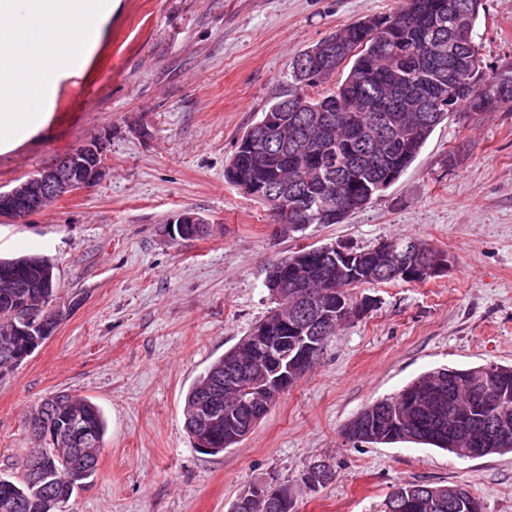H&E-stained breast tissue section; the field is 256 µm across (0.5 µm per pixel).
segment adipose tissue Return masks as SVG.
<instances>
[{"instance_id": "1", "label": "adipose tissue", "mask_w": 512, "mask_h": 512, "mask_svg": "<svg viewBox=\"0 0 512 512\" xmlns=\"http://www.w3.org/2000/svg\"><path fill=\"white\" fill-rule=\"evenodd\" d=\"M112 0H0L10 20L0 43V136L33 124L54 93L62 54L84 43Z\"/></svg>"}]
</instances>
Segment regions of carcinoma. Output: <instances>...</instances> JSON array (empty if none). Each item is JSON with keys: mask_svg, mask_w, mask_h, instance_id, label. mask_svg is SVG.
I'll list each match as a JSON object with an SVG mask.
<instances>
[{"mask_svg": "<svg viewBox=\"0 0 512 512\" xmlns=\"http://www.w3.org/2000/svg\"><path fill=\"white\" fill-rule=\"evenodd\" d=\"M442 0H405L397 11L366 17L334 32L302 54L293 58L291 69L294 83L288 93L275 100L274 109L286 100H294L303 107L327 106L330 122L322 127L309 126L307 113L285 112L284 128L273 134L275 146L283 161L295 167L288 194L294 197L311 196L334 206L349 195L365 194L371 186L376 169L394 167L404 172L427 143L435 128L448 119V112H426L423 120L410 126L392 129L389 139L377 146L365 143L353 146V157L338 169L311 160L309 156L293 157L291 147L296 139L317 140L324 152L342 158L354 129L370 122L375 114L374 97L379 106L394 105L396 115H409L420 100L434 101L450 96L448 107L454 113L495 112L502 108L499 96L504 86L512 88V70L491 75L480 73L482 62L475 43V24L483 8V0H454L461 10L453 13L440 11ZM342 46L337 63L348 67L344 78L336 82L335 90L320 98H313L308 90L332 77L304 78L298 65L311 58L316 48L331 41ZM281 161V162H283ZM281 162L263 160L243 171L245 180L261 187L278 188ZM255 200L270 211L277 223L286 221L316 224L318 220L304 213H285L281 205L264 196ZM288 258L271 264L267 270L265 288L277 303L266 318L255 326H269L268 335L280 337L284 329L275 322L281 297L271 288L273 271L284 266ZM309 282L321 295L336 281H327L320 271L309 267ZM60 300V288L54 264L45 255L29 254L11 260L0 259V368L15 364L13 358L24 351L29 340L19 335V328L34 320L48 317L50 309ZM263 361L265 356L243 339L224 355L212 362L192 384L185 398V428L191 438L197 437L195 417L203 410L206 391L224 383V364L228 360ZM465 377L482 388L490 399L501 392L509 394L506 404L512 406V366L490 364L470 368L441 367L422 373L407 388H439L448 375ZM397 393L391 398L374 402L379 409L397 417L403 432H391L383 426L363 439L365 443L392 444L408 440L415 444L448 449V424L459 426L480 421L474 404L461 401H443L437 410L413 409L404 405ZM32 433L45 439L41 455L48 479L37 482L25 469L14 479L0 478V512H67V504L83 481L94 475L96 467L85 469L72 466L74 449L96 461L106 432L99 408L85 398L59 393L47 398L33 418ZM245 439L238 429L221 420L211 425L209 446L219 453ZM405 487L419 493L431 488L441 494V500L431 509L411 507L406 512H482L480 501L466 493V498L454 501L448 507V497L456 496L457 485L430 486L407 482Z\"/></svg>", "mask_w": 512, "mask_h": 512, "instance_id": "carcinoma-1", "label": "carcinoma"}]
</instances>
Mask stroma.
Returning <instances> with one entry per match:
<instances>
[{
	"label": "stroma",
	"instance_id": "stroma-1",
	"mask_svg": "<svg viewBox=\"0 0 512 512\" xmlns=\"http://www.w3.org/2000/svg\"><path fill=\"white\" fill-rule=\"evenodd\" d=\"M400 0H115L63 72L38 122L0 144V186L76 147L107 145L101 179L23 223L0 221V258L43 254L73 307L0 372V475L40 440L28 421L66 392L106 419L96 474L69 512H229L249 486L287 485L293 512H382L397 485L462 484L483 512H512V452L462 458L426 445L355 444L365 406L439 368L512 365V108L438 125L394 184L339 224L288 231L229 182L244 132L293 83L290 62ZM487 73L512 68V0H485L475 30ZM189 210L204 236L175 242ZM414 236L448 258L421 283L366 284L377 301L341 327L312 370L239 445L211 455L184 427L185 395L273 307L267 268L304 247L371 248ZM334 479L314 489L307 467ZM205 220L190 211H182L170 219L167 224L166 232L173 241H182L183 239L204 233L206 229ZM171 227V230H168Z\"/></svg>",
	"mask_w": 512,
	"mask_h": 512
}]
</instances>
